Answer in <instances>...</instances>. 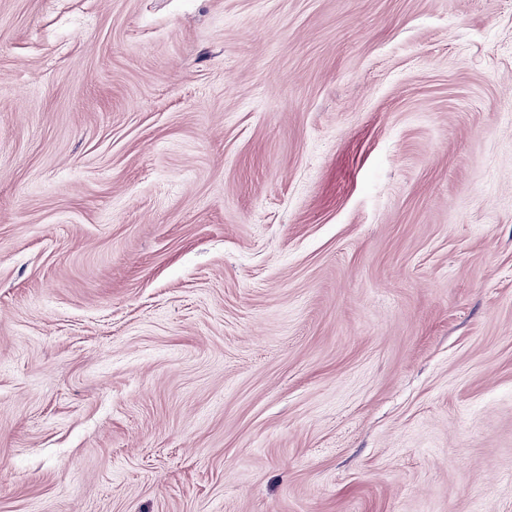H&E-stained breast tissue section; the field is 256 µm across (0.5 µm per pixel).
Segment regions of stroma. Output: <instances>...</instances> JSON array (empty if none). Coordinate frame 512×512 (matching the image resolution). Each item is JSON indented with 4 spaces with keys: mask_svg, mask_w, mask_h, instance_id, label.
<instances>
[{
    "mask_svg": "<svg viewBox=\"0 0 512 512\" xmlns=\"http://www.w3.org/2000/svg\"><path fill=\"white\" fill-rule=\"evenodd\" d=\"M0 512H512V0H0Z\"/></svg>",
    "mask_w": 512,
    "mask_h": 512,
    "instance_id": "stroma-1",
    "label": "stroma"
}]
</instances>
